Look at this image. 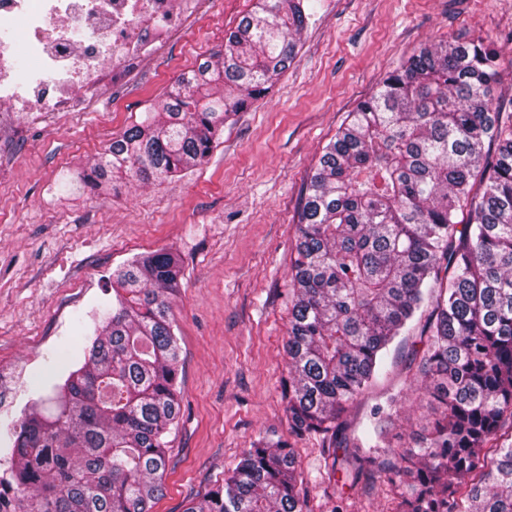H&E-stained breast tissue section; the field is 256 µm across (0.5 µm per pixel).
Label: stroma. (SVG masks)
I'll return each mask as SVG.
<instances>
[{"instance_id": "obj_1", "label": "stroma", "mask_w": 512, "mask_h": 512, "mask_svg": "<svg viewBox=\"0 0 512 512\" xmlns=\"http://www.w3.org/2000/svg\"><path fill=\"white\" fill-rule=\"evenodd\" d=\"M256 2L203 0L184 35L90 111L0 118L1 463L11 421L66 377L59 352L100 328L112 270L166 249L181 261L171 306L182 411L153 512H186L253 441L288 436L281 379L299 213L322 149L349 112L421 45L453 38L496 40L495 100L512 105V0H315L295 61L267 97L225 124L202 165L100 190L73 180L112 138L144 122L183 73L223 49ZM417 340L391 344L387 378L344 416L350 432L403 387Z\"/></svg>"}]
</instances>
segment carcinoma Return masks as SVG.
<instances>
[{"instance_id": "obj_1", "label": "carcinoma", "mask_w": 512, "mask_h": 512, "mask_svg": "<svg viewBox=\"0 0 512 512\" xmlns=\"http://www.w3.org/2000/svg\"><path fill=\"white\" fill-rule=\"evenodd\" d=\"M311 0H259L224 43L109 144L87 182L173 177L203 163L224 124L266 97L297 55ZM496 50L419 47L323 147L299 214L289 287L288 439L242 451L186 512H313L293 442L320 438L314 483L330 512L344 487H403L390 512H512V113L495 102ZM179 260L158 250L112 271V309L84 362L12 425L0 512H151L179 423L170 296ZM428 311L405 396L435 412L402 456L389 448L401 398L350 436L343 415L387 377L385 354Z\"/></svg>"}]
</instances>
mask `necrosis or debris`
I'll return each mask as SVG.
<instances>
[{
	"instance_id": "4bbe7bcc",
	"label": "necrosis or debris",
	"mask_w": 512,
	"mask_h": 512,
	"mask_svg": "<svg viewBox=\"0 0 512 512\" xmlns=\"http://www.w3.org/2000/svg\"><path fill=\"white\" fill-rule=\"evenodd\" d=\"M195 0H0V114L73 112L111 95ZM33 66L25 74L17 56Z\"/></svg>"
}]
</instances>
